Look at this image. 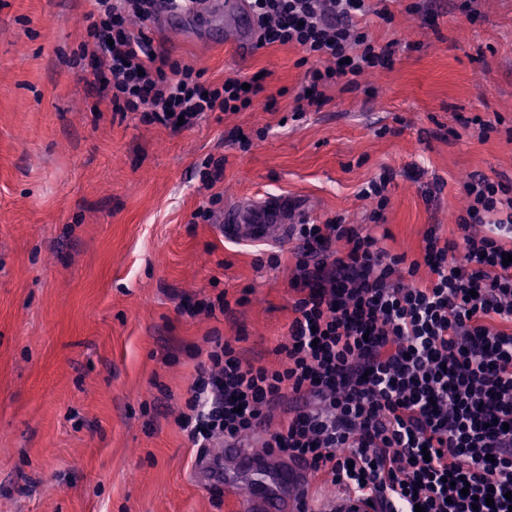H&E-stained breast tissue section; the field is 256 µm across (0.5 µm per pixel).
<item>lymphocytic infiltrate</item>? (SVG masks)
I'll use <instances>...</instances> for the list:
<instances>
[{
  "mask_svg": "<svg viewBox=\"0 0 512 512\" xmlns=\"http://www.w3.org/2000/svg\"><path fill=\"white\" fill-rule=\"evenodd\" d=\"M94 2L80 55L95 61L93 82L113 111L174 131L209 112L252 108L262 93L255 79L204 83L203 69L171 60L130 25L195 0ZM365 2L248 0L259 45L292 46L313 60L297 111L389 64L391 46L356 23ZM388 183L374 178L358 192L376 203L369 226L292 225L295 317L275 348L282 367L215 342L179 425L201 449L266 429L265 447L306 461L314 477L381 512H512V182L463 176L457 238L428 229L417 260L371 230ZM422 266L429 278H419ZM289 394L296 406L272 423Z\"/></svg>",
  "mask_w": 512,
  "mask_h": 512,
  "instance_id": "obj_1",
  "label": "lymphocytic infiltrate"
}]
</instances>
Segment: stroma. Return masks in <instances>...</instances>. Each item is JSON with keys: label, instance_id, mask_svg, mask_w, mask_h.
<instances>
[{"label": "stroma", "instance_id": "1", "mask_svg": "<svg viewBox=\"0 0 512 512\" xmlns=\"http://www.w3.org/2000/svg\"><path fill=\"white\" fill-rule=\"evenodd\" d=\"M417 2L368 0L392 63L301 116L300 50L242 61L196 24L152 23L206 82L259 73L275 101L175 133L114 113L73 67L91 0H0V512H238L249 480L210 485L178 418L213 340L279 365L294 259L289 240H226L227 210L280 197L361 224L358 189L385 174L387 244L416 259L430 225L452 237L462 173L512 180V0L471 21L460 0ZM223 292L228 311H193Z\"/></svg>", "mask_w": 512, "mask_h": 512}]
</instances>
